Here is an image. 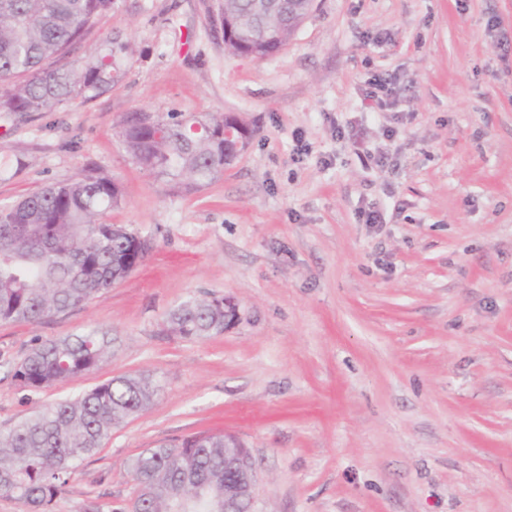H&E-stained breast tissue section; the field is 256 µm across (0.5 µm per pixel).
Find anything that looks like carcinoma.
Returning a JSON list of instances; mask_svg holds the SVG:
<instances>
[{
    "instance_id": "carcinoma-1",
    "label": "carcinoma",
    "mask_w": 512,
    "mask_h": 512,
    "mask_svg": "<svg viewBox=\"0 0 512 512\" xmlns=\"http://www.w3.org/2000/svg\"><path fill=\"white\" fill-rule=\"evenodd\" d=\"M113 0H0V112H52L77 97L110 87L128 45L64 61ZM251 0H220V19L250 22ZM224 114L165 122L145 112L125 120L122 137L137 163L160 177L202 184L233 156L205 128ZM118 182L97 170L52 184L0 209V323L39 324L65 317L112 287L119 264L144 260L149 245L122 225L102 221L118 206ZM172 332L189 339L224 333L221 297L190 298L171 310ZM107 334L90 330L32 348L15 370L22 385L39 390L97 368L109 355ZM161 385L150 374L122 376L74 399L56 402L0 434V496L45 512L68 484L75 463L102 447L112 427L146 410ZM231 433L203 432L177 445L148 448L132 462L137 512H202L224 497L231 479L224 450L242 448Z\"/></svg>"
}]
</instances>
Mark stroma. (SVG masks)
Returning a JSON list of instances; mask_svg holds the SVG:
<instances>
[{
    "instance_id": "1",
    "label": "stroma",
    "mask_w": 512,
    "mask_h": 512,
    "mask_svg": "<svg viewBox=\"0 0 512 512\" xmlns=\"http://www.w3.org/2000/svg\"><path fill=\"white\" fill-rule=\"evenodd\" d=\"M217 9L115 0L69 53L126 42L112 89L0 117V206L91 166L121 186L106 222L150 246L82 309L0 324V432L148 372L161 394L48 512H128L134 457L221 431L252 454L259 512H512V0H316L259 60L225 51ZM134 112L224 113L248 138L176 184L127 153ZM222 295L224 334L170 331L177 305ZM93 327L113 340L99 368L17 381L32 347Z\"/></svg>"
}]
</instances>
